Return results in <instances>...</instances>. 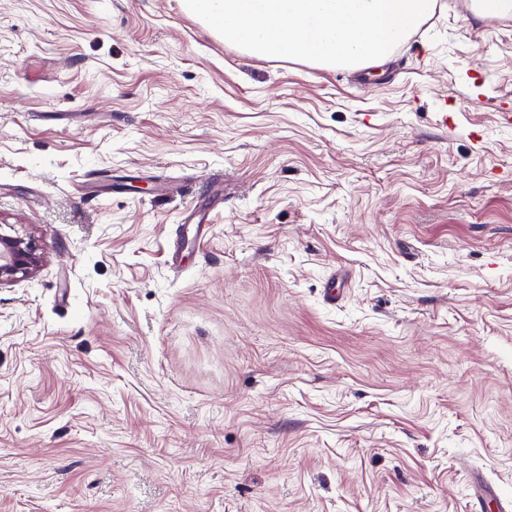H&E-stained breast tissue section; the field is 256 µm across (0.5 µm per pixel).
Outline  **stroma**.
<instances>
[{
    "label": "stroma",
    "mask_w": 512,
    "mask_h": 512,
    "mask_svg": "<svg viewBox=\"0 0 512 512\" xmlns=\"http://www.w3.org/2000/svg\"><path fill=\"white\" fill-rule=\"evenodd\" d=\"M509 95L512 14L474 0L356 71L181 0H0V215L43 248L0 286V512L512 501ZM471 487V512H483L490 503L495 504L498 512H509L512 509V502H504L491 485L478 478H473Z\"/></svg>",
    "instance_id": "35a3bbf8"
}]
</instances>
